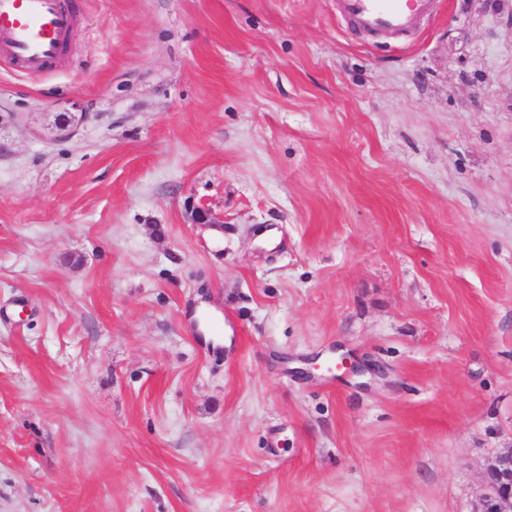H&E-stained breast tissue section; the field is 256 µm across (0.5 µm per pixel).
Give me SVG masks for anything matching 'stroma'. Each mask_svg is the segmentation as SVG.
I'll list each match as a JSON object with an SVG mask.
<instances>
[{
    "mask_svg": "<svg viewBox=\"0 0 512 512\" xmlns=\"http://www.w3.org/2000/svg\"><path fill=\"white\" fill-rule=\"evenodd\" d=\"M73 3L63 68L0 63V512H477L512 448V0L409 36Z\"/></svg>",
    "mask_w": 512,
    "mask_h": 512,
    "instance_id": "35a3bbf8",
    "label": "stroma"
}]
</instances>
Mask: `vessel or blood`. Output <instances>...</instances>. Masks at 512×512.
Returning a JSON list of instances; mask_svg holds the SVG:
<instances>
[{"label": "vessel or blood", "instance_id": "vessel-or-blood-1", "mask_svg": "<svg viewBox=\"0 0 512 512\" xmlns=\"http://www.w3.org/2000/svg\"><path fill=\"white\" fill-rule=\"evenodd\" d=\"M359 28L410 32L431 9V0H343ZM76 28L71 0H0V62L40 74L65 55Z\"/></svg>", "mask_w": 512, "mask_h": 512}]
</instances>
